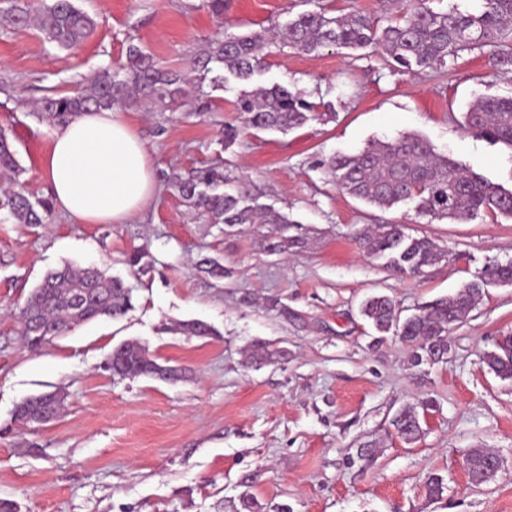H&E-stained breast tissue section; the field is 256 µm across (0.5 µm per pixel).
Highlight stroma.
<instances>
[{
  "instance_id": "stroma-1",
  "label": "stroma",
  "mask_w": 512,
  "mask_h": 512,
  "mask_svg": "<svg viewBox=\"0 0 512 512\" xmlns=\"http://www.w3.org/2000/svg\"><path fill=\"white\" fill-rule=\"evenodd\" d=\"M76 3L95 30L72 50L35 26H0V130L25 190L48 194L40 166L54 128L35 102L118 67L136 44L184 75L189 99L177 112L126 109L155 173L222 162L256 204L296 222L303 242L270 252L276 225L206 223L163 184L124 224H78L56 210L45 223L20 224L0 212V499L17 512H244L247 494L262 512H512V381L483 362L512 336V285H487L433 366L414 365L395 336L376 342L359 313L367 296L382 293L409 316L512 260V220L433 221L409 205L380 209L340 191L328 167L330 157L415 133L511 188L512 150L466 130L462 114L477 97L512 96V71L494 68L485 48L410 73L386 65L379 49L308 55L270 45L259 83L299 93L321 118L285 134L258 132L234 110L240 82L199 98L191 60L224 31L283 24L305 0H228L220 17L202 0ZM228 126L240 130L229 148ZM367 224L406 225L442 257L420 276H399L359 248L355 233ZM139 247L151 256L144 275L125 262ZM205 258L223 265V278L201 271ZM67 263L121 278L133 307L27 349L21 311L43 276ZM187 321L206 323L211 335L182 334L177 326ZM127 341L185 368L184 378L112 376L104 363ZM262 341L283 357L250 364ZM57 390L67 395L57 419L16 421L21 399ZM427 401L434 408L424 436L405 444L390 418ZM365 446L371 455H361ZM472 448L501 459L491 481L469 482L463 458ZM431 473L445 483L434 499L423 485Z\"/></svg>"
}]
</instances>
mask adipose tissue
<instances>
[{"mask_svg": "<svg viewBox=\"0 0 512 512\" xmlns=\"http://www.w3.org/2000/svg\"><path fill=\"white\" fill-rule=\"evenodd\" d=\"M56 207L81 224H123L155 195L149 152L121 109L80 113L41 163Z\"/></svg>", "mask_w": 512, "mask_h": 512, "instance_id": "ef3b65f1", "label": "adipose tissue"}]
</instances>
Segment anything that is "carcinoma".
<instances>
[{
	"mask_svg": "<svg viewBox=\"0 0 512 512\" xmlns=\"http://www.w3.org/2000/svg\"><path fill=\"white\" fill-rule=\"evenodd\" d=\"M477 2L479 5L472 11L452 7L437 12L420 2L414 5L410 0H394L398 15L384 27L359 12L330 16L322 8L309 10L267 35L226 31L224 37L208 43L193 65L205 74L219 69L211 82L222 87L226 72L243 83L252 82L261 73L262 51L270 43L306 54L329 47L359 49L378 45L386 54L387 64L394 63L409 72L442 67L448 59L465 51L489 47L493 65L511 71L512 48L504 46V42L512 37V0ZM3 20L13 26L33 21L48 42L68 50L83 43L95 27L93 18L76 7L74 0H51L34 15L28 7L14 5ZM181 83L180 75L164 68L152 53L132 44L119 67L96 72L71 95L43 96L35 112L57 127L81 112L127 103L154 104L176 112L183 106L185 91ZM235 109L245 126L256 131L285 133L316 118L314 105L279 84L241 91ZM464 126L512 150V97L478 98L465 112ZM329 166L339 190L379 208L412 204L423 217L457 222L468 221L482 212L512 218V190L460 166L414 133L371 143L355 155L335 156ZM21 172L7 135L0 131V176L13 183L9 191L0 194V211L20 224H42L52 211V202L48 198L31 199L19 181ZM169 183L184 204L210 224H277L278 241L270 244L271 250L284 252L300 244L299 237L288 235V216L255 207L249 195L232 186V180L219 165L175 174ZM356 239L368 256L402 274H419L442 256L432 240L406 233L401 224H376L363 229ZM490 281L512 285V261L491 265L484 275L466 283L455 295L403 320L395 302L384 294L366 298L361 315L379 333L377 340L382 341L391 333L411 348L416 363L436 364L448 356L449 330L477 308ZM131 308V290L122 280L98 268L65 265L48 272L28 298L21 312L23 340L30 348H40L83 323L102 316L118 319ZM115 352L118 361L112 367V375L120 378L177 382L185 375L182 368L159 363L137 341L125 342ZM278 354L280 351L271 348V344L259 342L253 346L249 359L254 363L269 362ZM484 362L500 379L512 380V336L486 352ZM64 401L65 396L57 391L28 396L17 404L15 419L27 424L45 413L56 415ZM432 408L428 402L420 408L406 405L393 416L391 426L405 443L413 444L424 435L421 412ZM465 463L471 483L489 482V452L472 448L465 455Z\"/></svg>",
	"mask_w": 512,
	"mask_h": 512,
	"instance_id": "carcinoma-1",
	"label": "carcinoma"
}]
</instances>
